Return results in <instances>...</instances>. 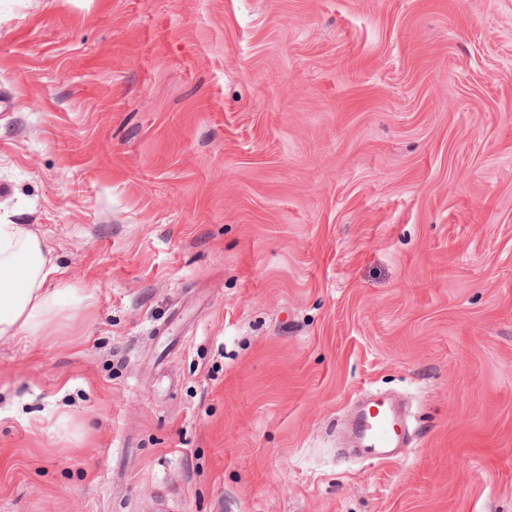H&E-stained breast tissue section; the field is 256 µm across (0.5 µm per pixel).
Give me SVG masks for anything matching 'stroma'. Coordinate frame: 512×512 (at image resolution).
Returning <instances> with one entry per match:
<instances>
[{"label":"stroma","instance_id":"1","mask_svg":"<svg viewBox=\"0 0 512 512\" xmlns=\"http://www.w3.org/2000/svg\"><path fill=\"white\" fill-rule=\"evenodd\" d=\"M0 224V512H512V0H0ZM49 254L26 225L0 224V339L38 336L67 308L83 301L75 288H44L63 275ZM368 406L369 415H360L357 427L364 432L368 431L365 437L374 454L380 459H388L391 448H396L401 439L402 424L387 400L374 399Z\"/></svg>","mask_w":512,"mask_h":512}]
</instances>
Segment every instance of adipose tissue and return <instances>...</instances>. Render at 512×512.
<instances>
[{
    "mask_svg": "<svg viewBox=\"0 0 512 512\" xmlns=\"http://www.w3.org/2000/svg\"><path fill=\"white\" fill-rule=\"evenodd\" d=\"M50 250L26 225L0 224V339L40 335L66 309L78 307L76 289H47L60 279Z\"/></svg>",
    "mask_w": 512,
    "mask_h": 512,
    "instance_id": "1",
    "label": "adipose tissue"
}]
</instances>
